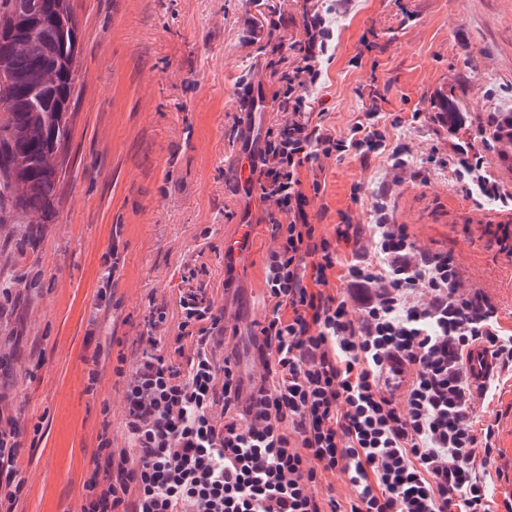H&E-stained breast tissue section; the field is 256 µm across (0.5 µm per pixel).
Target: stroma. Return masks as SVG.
Returning a JSON list of instances; mask_svg holds the SVG:
<instances>
[{
	"mask_svg": "<svg viewBox=\"0 0 512 512\" xmlns=\"http://www.w3.org/2000/svg\"><path fill=\"white\" fill-rule=\"evenodd\" d=\"M279 9L281 27L264 16ZM311 0H70L79 27L77 85L56 214L48 224H0V418L26 440L15 512H81L88 461L101 429L129 447L123 385L112 374L88 395L94 351L133 356L150 303H163L160 333L173 354L179 296L189 268L224 310L225 351L244 378L262 372L248 336L271 306L264 261L274 242V206L239 183L242 134L288 120L282 90ZM336 50L308 97L312 123L347 136L372 105L388 122L389 154L320 159L301 170L320 182L307 212L326 237L343 217L372 223L374 193L392 183L389 213L417 247L451 253L464 287L481 289L512 331V206L476 203L438 165L454 140L472 145L503 192L512 156L479 130L489 113L512 112V0H347L331 17ZM264 107L246 117V90ZM458 102L466 124L449 135L439 95ZM419 120H412V113ZM252 227L247 256H227L240 225ZM116 251L117 264L103 255ZM232 288H225L226 279ZM112 291L110 304L98 292ZM493 401L475 399L477 427L492 426L486 468L493 512L512 499V370L497 371Z\"/></svg>",
	"mask_w": 512,
	"mask_h": 512,
	"instance_id": "stroma-1",
	"label": "stroma"
}]
</instances>
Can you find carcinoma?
<instances>
[{
    "instance_id": "obj_1",
    "label": "carcinoma",
    "mask_w": 512,
    "mask_h": 512,
    "mask_svg": "<svg viewBox=\"0 0 512 512\" xmlns=\"http://www.w3.org/2000/svg\"><path fill=\"white\" fill-rule=\"evenodd\" d=\"M78 27L68 0H0V224H46L60 183L58 154L70 134ZM512 149V113L495 136Z\"/></svg>"
}]
</instances>
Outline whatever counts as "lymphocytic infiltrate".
<instances>
[{
  "label": "lymphocytic infiltrate",
  "mask_w": 512,
  "mask_h": 512,
  "mask_svg": "<svg viewBox=\"0 0 512 512\" xmlns=\"http://www.w3.org/2000/svg\"><path fill=\"white\" fill-rule=\"evenodd\" d=\"M335 10L328 2L305 11V38L281 75L279 106L295 119L266 131L254 163L252 187L278 212L265 261L272 312L253 333L263 375L245 399L232 364H215L224 312L204 285L179 300L180 335L195 345L186 366L161 352L152 331L167 308L151 306L136 361L121 354L109 370L91 357L88 393L108 371L124 383L131 446L114 449L101 431L82 512H491L475 465L490 463L494 432L476 428L470 411L496 386L473 384L468 361L480 346L512 367V333L483 291L464 289L451 254L419 250L407 225L391 222L390 187L376 193L371 225L346 221L328 238L309 220L308 194L321 185L304 188L305 163L386 150L404 165L402 148L386 146L378 110L342 138L296 119L321 78ZM447 164L474 201L512 200L467 143L452 146ZM331 271L342 286L333 294ZM20 436L16 424L0 426V512H13L23 489ZM336 471L354 493L344 506L313 492Z\"/></svg>",
  "instance_id": "obj_1"
}]
</instances>
